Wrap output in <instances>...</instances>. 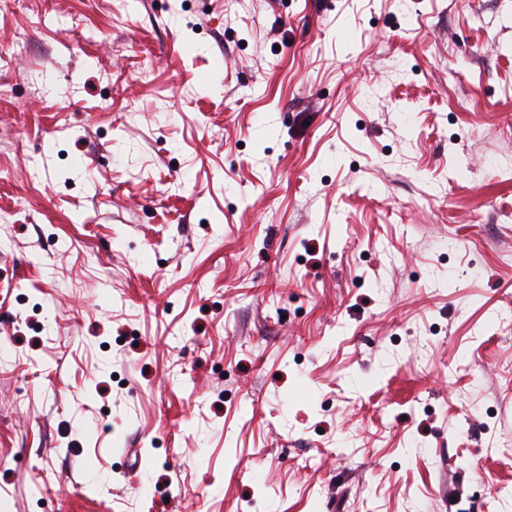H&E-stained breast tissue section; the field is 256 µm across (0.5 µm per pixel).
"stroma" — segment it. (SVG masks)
I'll use <instances>...</instances> for the list:
<instances>
[{"label": "stroma", "instance_id": "35a3bbf8", "mask_svg": "<svg viewBox=\"0 0 512 512\" xmlns=\"http://www.w3.org/2000/svg\"><path fill=\"white\" fill-rule=\"evenodd\" d=\"M0 56V512H512V0H0Z\"/></svg>", "mask_w": 512, "mask_h": 512}]
</instances>
